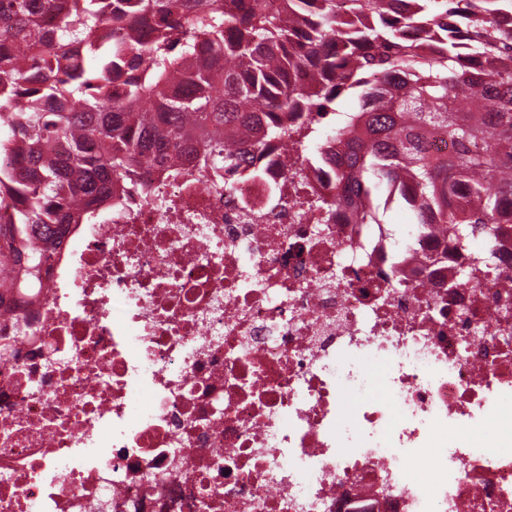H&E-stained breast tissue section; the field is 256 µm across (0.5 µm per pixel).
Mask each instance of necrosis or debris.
<instances>
[{
	"instance_id": "4bbe7bcc",
	"label": "necrosis or debris",
	"mask_w": 512,
	"mask_h": 512,
	"mask_svg": "<svg viewBox=\"0 0 512 512\" xmlns=\"http://www.w3.org/2000/svg\"><path fill=\"white\" fill-rule=\"evenodd\" d=\"M257 164L154 181L0 291V512H512V252Z\"/></svg>"
}]
</instances>
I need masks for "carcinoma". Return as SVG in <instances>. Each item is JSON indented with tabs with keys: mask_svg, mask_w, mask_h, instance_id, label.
Listing matches in <instances>:
<instances>
[{
	"mask_svg": "<svg viewBox=\"0 0 512 512\" xmlns=\"http://www.w3.org/2000/svg\"><path fill=\"white\" fill-rule=\"evenodd\" d=\"M349 95L359 111L306 159L336 208L376 224L384 191L494 260L512 225V0H0V288L16 265L41 285L66 225L150 191L144 166L259 177L257 154Z\"/></svg>",
	"mask_w": 512,
	"mask_h": 512,
	"instance_id": "cac0c4a2",
	"label": "carcinoma"
}]
</instances>
